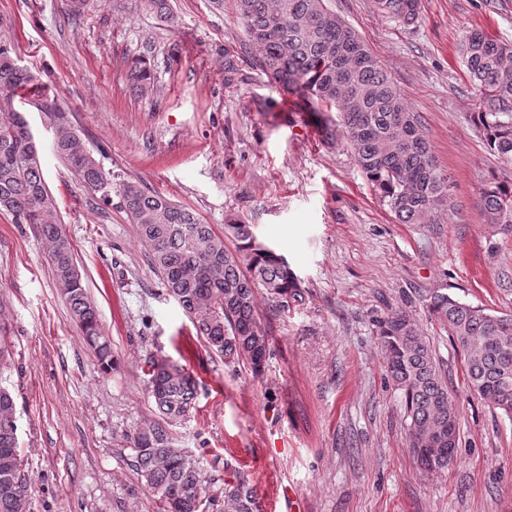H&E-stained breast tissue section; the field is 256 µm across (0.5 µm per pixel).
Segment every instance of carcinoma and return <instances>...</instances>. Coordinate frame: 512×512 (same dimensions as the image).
Returning a JSON list of instances; mask_svg holds the SVG:
<instances>
[{
	"label": "carcinoma",
	"instance_id": "1",
	"mask_svg": "<svg viewBox=\"0 0 512 512\" xmlns=\"http://www.w3.org/2000/svg\"><path fill=\"white\" fill-rule=\"evenodd\" d=\"M248 41L260 50L259 66L282 94L301 95L319 114L325 140L339 136L356 167L402 224H418L448 203L449 177L438 167L412 111L370 46L327 0H235ZM390 17L410 25L420 0H378ZM465 72L478 91L471 120L489 149L512 165V42L473 31L462 49ZM132 84L146 92L153 80L143 59L130 68ZM38 77L0 44V211L17 224H33L48 243V261L70 316L104 371L112 369V342L82 284L74 248L62 232L58 206L42 175L33 133L14 98L32 92ZM334 111L337 118L328 113ZM54 148L85 185L104 190L106 173L64 117H58ZM124 208L150 248L168 293L217 355L243 359L260 374L271 343L260 321L257 292L282 303L301 296V281L288 261L256 238L252 225L229 224L224 235L191 209L178 206L142 181L120 185ZM479 203L488 223L512 226V187L493 177ZM431 318L460 352L467 392L490 401L512 418V314L490 312L437 288L425 298ZM8 326L0 321V512H26L30 487L20 454L16 403L1 384L12 360ZM388 375L401 392L409 448L426 471L443 472L457 459L459 409L446 374L417 322L392 310L378 325ZM149 388L160 419L124 436L137 473L158 494L160 512H258L254 488L236 475L219 493H199V462L175 445L172 423L194 406L196 384L172 361L148 365Z\"/></svg>",
	"mask_w": 512,
	"mask_h": 512
}]
</instances>
